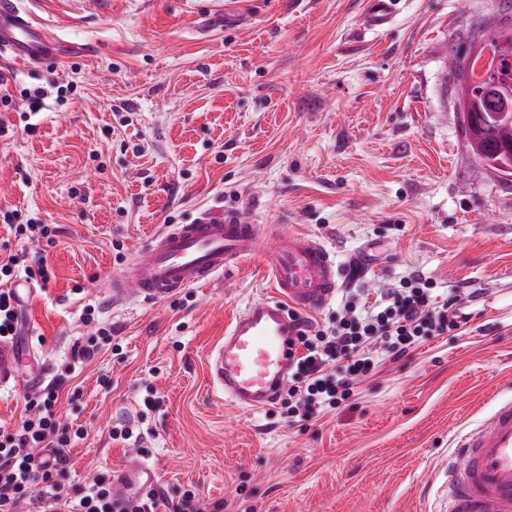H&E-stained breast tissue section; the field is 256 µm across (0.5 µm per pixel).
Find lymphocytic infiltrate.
I'll return each instance as SVG.
<instances>
[{"mask_svg":"<svg viewBox=\"0 0 512 512\" xmlns=\"http://www.w3.org/2000/svg\"><path fill=\"white\" fill-rule=\"evenodd\" d=\"M11 76L0 71V108L26 105L31 118L48 102H62L67 86L36 82L9 91ZM18 248L0 251V338L14 336L19 326V299L13 286L23 280L47 285L53 271L46 261H29L27 245L53 241L58 228L18 210L0 209ZM478 293L453 288L439 294L431 277L416 272L384 288L373 303L345 301L333 326L299 331L290 385L280 400L289 422L336 410L347 403L379 365L409 355L429 338L459 330L465 308ZM61 376L28 397L27 415L16 428L0 432V512H121L112 495V476L101 472L74 493L64 492L68 452L77 436L62 423L57 409Z\"/></svg>","mask_w":512,"mask_h":512,"instance_id":"1","label":"lymphocytic infiltrate"}]
</instances>
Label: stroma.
<instances>
[{
    "mask_svg": "<svg viewBox=\"0 0 512 512\" xmlns=\"http://www.w3.org/2000/svg\"><path fill=\"white\" fill-rule=\"evenodd\" d=\"M369 0H20L61 42L39 65L71 84L34 135L20 109L1 117L0 208L56 224L30 247L56 274L25 304L34 332L22 373L57 370L88 332L93 304L121 353L104 346L61 400L83 430L66 488L143 461L157 512L189 487L224 512H433L441 458L492 394L512 396V178L465 146L450 52L469 48L502 0H404L385 28ZM27 83L33 69L0 55ZM221 207L271 236L320 239L343 291L368 294L420 271L476 288L459 335L382 364L357 396L302 425L276 408L220 399L208 347L271 288L272 255L239 259L210 284L164 300L111 304L102 290L165 224ZM161 405L146 453L112 440L147 390Z\"/></svg>",
    "mask_w": 512,
    "mask_h": 512,
    "instance_id": "1",
    "label": "stroma"
}]
</instances>
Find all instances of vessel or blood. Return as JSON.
<instances>
[{"label": "vessel or blood", "mask_w": 512, "mask_h": 512, "mask_svg": "<svg viewBox=\"0 0 512 512\" xmlns=\"http://www.w3.org/2000/svg\"><path fill=\"white\" fill-rule=\"evenodd\" d=\"M403 0H372L365 22L376 29L393 21ZM56 38L22 14L16 0H0V50L24 65L44 60ZM260 225L220 209L202 211L189 224L158 230L122 274L105 289L112 301H158L208 284L241 257L259 251ZM268 266V297L237 314L207 357L212 383L234 404L250 410L277 401L293 364L291 339L330 304L339 269L324 243L293 232L279 236ZM23 338L0 339V389L18 385ZM448 480L439 512H512V398L494 397L490 410L459 434L446 460ZM156 474L143 463L118 470L119 500L132 490H154Z\"/></svg>", "instance_id": "b4317fda"}]
</instances>
